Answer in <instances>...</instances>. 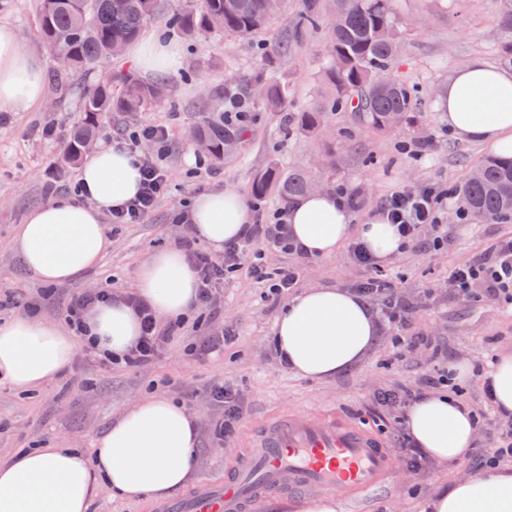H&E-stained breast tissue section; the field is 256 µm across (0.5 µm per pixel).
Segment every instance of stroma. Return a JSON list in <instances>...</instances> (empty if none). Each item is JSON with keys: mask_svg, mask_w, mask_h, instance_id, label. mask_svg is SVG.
Returning a JSON list of instances; mask_svg holds the SVG:
<instances>
[{"mask_svg": "<svg viewBox=\"0 0 512 512\" xmlns=\"http://www.w3.org/2000/svg\"><path fill=\"white\" fill-rule=\"evenodd\" d=\"M39 0H0V24L15 28L23 47L39 57L44 70L45 106L28 112L0 110V321L17 315L18 304L33 301L37 316L63 324L70 297L89 288L111 284L113 291L136 289V272L153 249L179 243L184 226L178 220L182 205L203 191L231 189L247 194L257 171L268 162L298 167L320 176L328 190L345 189L360 199L352 209L356 223L378 210L383 199L405 188L436 186L451 190L442 214L447 250L433 253L421 247L406 248L382 262L385 283L413 302L406 334L429 336L433 349L407 353L390 337H379L362 364L324 381L295 376L282 366L270 336L279 312L262 299L261 286L246 276L225 283L217 297L218 312L212 326L232 329L235 341L224 351L200 360L183 352L181 340L168 344L159 361L142 369L105 370L76 354L71 365L34 393L23 394L0 385V462L24 448H86L123 411L154 392L168 394L198 419L200 451L196 482L223 478L226 468L244 447L248 435L274 416L292 412L319 417L336 415L369 431L397 453V426L366 413L373 393L398 386L422 387L449 361L468 363L471 375L461 394L476 413L485 415L474 440L486 444L494 433L498 415L483 392L481 372L497 353L512 351V308L493 302L462 303L448 288V273L467 262L491 241L512 233L511 224L489 223L460 217L461 199L453 192L466 169L492 154L488 147L460 140L439 118L436 92L449 74L474 56L499 68L512 66L500 53L512 32L500 25V0H394L400 23L403 53L395 70L407 83L427 89L417 123L388 133L357 124L351 112H332L326 133L308 137L288 135L283 115L254 105L250 115L251 138L240 153L224 163L201 161L187 139L208 90L228 79L253 76L262 50H275L286 37L289 24L302 9V0H288L284 14L273 19L265 32L242 39L216 32L189 38L173 32L170 19L182 0H161L158 15L143 29L177 44L182 66L169 73L170 97L164 104L134 116L113 113L103 140L146 125H168L171 138L165 149L169 192L140 224H106L112 241L99 265L69 284H40L25 271L13 245L17 224L35 207L62 197L66 185L76 183L78 168L61 163L69 131L77 118L80 89H90L98 75L67 77L64 87L55 78L65 72L62 63L45 47L38 29ZM323 32L294 47L282 66L296 108L324 102L330 90ZM423 144L421 159L406 153V146ZM261 252L272 268L300 265L297 290L333 285L343 289L362 280L365 272L355 264L347 246L332 258L301 262L262 241ZM93 387H86V380ZM216 380L234 385L244 397V414L232 443H219L212 424L221 415L207 404L205 387ZM469 464L460 461L446 468L428 462L424 472L408 476L396 468L384 487L342 502L341 512H424L428 498L439 488L470 477Z\"/></svg>", "mask_w": 512, "mask_h": 512, "instance_id": "obj_1", "label": "stroma"}]
</instances>
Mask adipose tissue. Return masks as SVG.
<instances>
[{
	"mask_svg": "<svg viewBox=\"0 0 512 512\" xmlns=\"http://www.w3.org/2000/svg\"><path fill=\"white\" fill-rule=\"evenodd\" d=\"M43 71L20 46L16 31L0 25V108L24 112L43 100ZM440 120L459 138L512 154V70L473 58L453 72L438 97ZM83 197H61L34 208L15 230L24 267L48 284L76 281L97 266L110 246L102 223L113 205L139 188L138 167L125 150L100 148L81 169ZM189 219L194 236L214 251L242 238L252 211L236 191L196 195ZM288 233L304 255L327 259L350 237L374 255L389 258L402 249L393 227L376 215L355 223L335 192L302 197L288 210ZM138 293L159 318L185 316L193 305L197 278L177 245L156 249L138 269ZM85 336L20 314L0 322V384L32 392L62 373L77 349L124 355L138 334V320L122 299L91 306ZM378 329L367 305L350 291L320 287L302 291L279 311L271 344L289 371L314 380L336 377L372 352ZM492 404L512 416V354L499 355L486 372ZM477 417L457 397L422 395L403 416L404 428L425 455L439 463L464 459L476 434ZM195 417L161 395L137 402L90 450L29 448L0 462V512H90L100 490L122 500L162 498L184 487L199 457ZM429 512H512V466H495L454 482L427 503Z\"/></svg>",
	"mask_w": 512,
	"mask_h": 512,
	"instance_id": "1",
	"label": "adipose tissue"
}]
</instances>
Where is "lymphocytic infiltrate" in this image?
<instances>
[{"label":"lymphocytic infiltrate","mask_w":512,"mask_h":512,"mask_svg":"<svg viewBox=\"0 0 512 512\" xmlns=\"http://www.w3.org/2000/svg\"><path fill=\"white\" fill-rule=\"evenodd\" d=\"M170 131L164 125L139 128L118 137L114 144L130 153L137 162L141 181L137 195L113 208L110 219L115 224H138L153 212L158 202L167 194L169 184L167 170L159 157H148L139 150L141 141H152L156 146H166ZM448 204V192L436 187H426L414 192L404 189L395 191L382 203L380 212L390 223L395 224L398 235L405 244H413L420 238L423 225H430L433 234L428 243L430 250L439 251L448 244L447 238L439 234L441 214ZM263 225H252L246 239L230 242L224 246L223 263H215L210 254L198 250L191 236H183L181 245L188 254L198 275L196 309L205 315H214L216 296L225 281L247 275L264 285V299L276 305L284 300L297 283L296 268L268 269L259 254L248 250V240L264 234ZM351 259L368 272L367 278L354 288L356 295L378 301V317L396 332L395 343L406 351H413L420 344L417 336L404 335L411 304L398 296L395 290L386 288L376 273V260L361 241H353L348 248ZM448 285L458 300L470 302L484 298L490 301L512 304V235L497 238L472 260L454 267L448 275ZM125 300L140 321L141 332L135 343L121 361L97 356L86 350L89 359L97 360L105 368L121 364L128 369L145 368L155 363L163 353L165 345L184 328L176 322L161 326L153 309L137 294H126ZM210 405L221 408L223 417L213 425L217 440L235 436L242 416V399L232 385L215 381L207 390Z\"/></svg>","instance_id":"lymphocytic-infiltrate-1"}]
</instances>
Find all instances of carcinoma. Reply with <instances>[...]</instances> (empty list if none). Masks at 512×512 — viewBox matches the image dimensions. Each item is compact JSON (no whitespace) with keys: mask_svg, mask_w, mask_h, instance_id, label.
I'll list each match as a JSON object with an SVG mask.
<instances>
[{"mask_svg":"<svg viewBox=\"0 0 512 512\" xmlns=\"http://www.w3.org/2000/svg\"><path fill=\"white\" fill-rule=\"evenodd\" d=\"M286 0H189L173 18L188 37L212 31L214 16L224 19L222 31L252 36L282 14ZM303 10L276 53L263 65H278L291 49L319 29L329 11L324 48L330 59L333 95L325 107L293 110L288 107V84L259 71L243 85H224L206 100L195 124L198 152L221 163L235 154L249 133L248 122H229L226 113L235 103L248 108L256 98L268 112L285 113L286 127L315 136L326 114L343 109L354 112L359 123L377 131H391L415 121L422 92L393 76L401 54V33L394 22L393 0H303ZM158 0H40L39 33L49 50L70 73L94 70L122 54L141 29L154 19ZM169 87L159 79L145 83L131 74L106 75L84 93L79 120L72 126L63 162L77 164L88 153L106 120L114 112L136 114L158 104L154 88ZM315 179L298 168L285 169L271 161L251 183V195L262 199L272 193L288 202L310 193ZM465 207L477 218L493 223L512 222V157L489 158L467 171L459 186Z\"/></svg>","mask_w":512,"mask_h":512,"instance_id":"carcinoma-1","label":"carcinoma"}]
</instances>
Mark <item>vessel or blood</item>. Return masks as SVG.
Segmentation results:
<instances>
[{
	"mask_svg": "<svg viewBox=\"0 0 512 512\" xmlns=\"http://www.w3.org/2000/svg\"><path fill=\"white\" fill-rule=\"evenodd\" d=\"M394 468L391 454L364 430L296 414L262 427L224 480L203 483L151 512H260L275 494L335 491L352 498L380 488Z\"/></svg>",
	"mask_w": 512,
	"mask_h": 512,
	"instance_id": "b4317fda",
	"label": "vessel or blood"
}]
</instances>
